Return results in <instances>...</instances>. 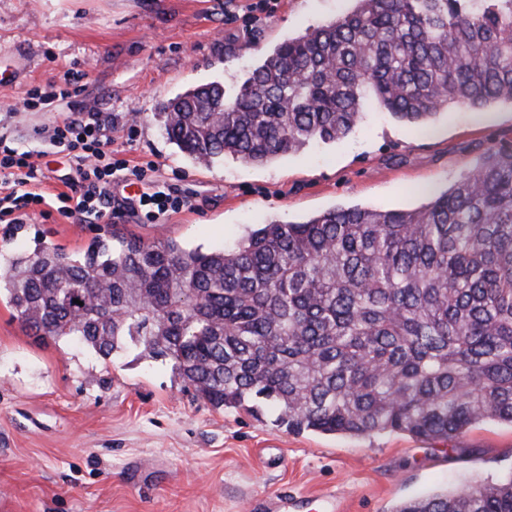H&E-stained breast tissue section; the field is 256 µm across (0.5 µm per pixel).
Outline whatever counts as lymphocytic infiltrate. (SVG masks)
Instances as JSON below:
<instances>
[{"instance_id":"1","label":"lymphocytic infiltrate","mask_w":512,"mask_h":512,"mask_svg":"<svg viewBox=\"0 0 512 512\" xmlns=\"http://www.w3.org/2000/svg\"><path fill=\"white\" fill-rule=\"evenodd\" d=\"M89 70H67L60 81L27 90L23 103L31 108L57 111L60 102H68L69 112L60 113L50 129L54 148L65 153L75 176L64 192L46 196L42 189L45 175L34 161V153L11 147L0 139V223L19 224L25 218H44L60 214L90 226L111 223L123 209L140 213L148 223H156L169 211L187 206L184 198L161 189L155 162L129 165L112 149L111 113L101 112L78 101ZM138 186L134 198L124 207L112 204L113 184Z\"/></svg>"}]
</instances>
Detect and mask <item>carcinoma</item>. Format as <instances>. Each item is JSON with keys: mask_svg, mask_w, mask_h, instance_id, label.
<instances>
[{"mask_svg": "<svg viewBox=\"0 0 512 512\" xmlns=\"http://www.w3.org/2000/svg\"><path fill=\"white\" fill-rule=\"evenodd\" d=\"M353 2L233 92L168 100V140L201 165L265 164L346 138L369 103L410 126L512 105V0ZM34 242L0 253V281L35 335L104 357L130 343L215 407L271 404L293 433L447 442L512 426L511 144L416 208L335 207L220 251L117 233L81 255ZM393 512H512V476Z\"/></svg>", "mask_w": 512, "mask_h": 512, "instance_id": "1", "label": "carcinoma"}]
</instances>
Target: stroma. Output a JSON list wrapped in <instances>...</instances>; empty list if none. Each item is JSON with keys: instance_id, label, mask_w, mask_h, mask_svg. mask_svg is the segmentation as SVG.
<instances>
[{"instance_id": "stroma-1", "label": "stroma", "mask_w": 512, "mask_h": 512, "mask_svg": "<svg viewBox=\"0 0 512 512\" xmlns=\"http://www.w3.org/2000/svg\"><path fill=\"white\" fill-rule=\"evenodd\" d=\"M251 0H0V137L34 147L54 113L24 108L26 90L88 65L84 106L136 116L112 129V148L151 160L169 192L191 204L121 231L205 251L247 230L296 222L337 206L411 208L512 141V107H454L414 130L370 109L364 126L267 165L228 158L194 165L162 133L161 103L200 84L234 90L265 50L350 10V0H274L245 32L224 22ZM83 252L86 225L35 216V233ZM273 412L224 410L198 397L171 362L127 347L104 358L34 336L0 298V512H391L433 490L495 482L512 472V427L480 423L459 439L422 442L294 434Z\"/></svg>"}]
</instances>
